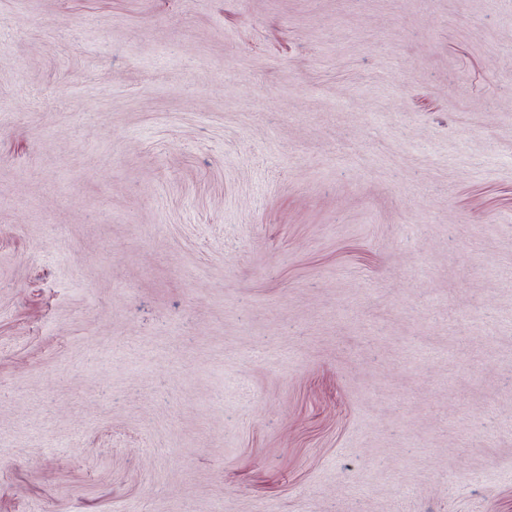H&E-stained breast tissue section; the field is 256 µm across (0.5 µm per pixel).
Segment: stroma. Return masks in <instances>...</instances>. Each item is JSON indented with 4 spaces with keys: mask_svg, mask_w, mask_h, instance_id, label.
<instances>
[{
    "mask_svg": "<svg viewBox=\"0 0 512 512\" xmlns=\"http://www.w3.org/2000/svg\"><path fill=\"white\" fill-rule=\"evenodd\" d=\"M512 512V0H0V512Z\"/></svg>",
    "mask_w": 512,
    "mask_h": 512,
    "instance_id": "obj_1",
    "label": "stroma"
}]
</instances>
